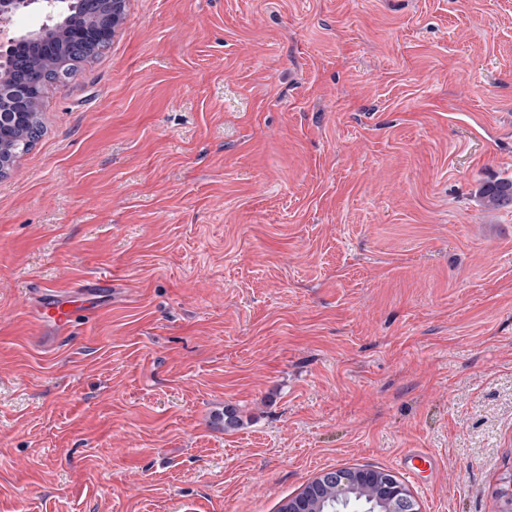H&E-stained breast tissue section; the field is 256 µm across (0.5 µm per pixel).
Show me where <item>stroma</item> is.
<instances>
[{
	"instance_id": "35a3bbf8",
	"label": "stroma",
	"mask_w": 512,
	"mask_h": 512,
	"mask_svg": "<svg viewBox=\"0 0 512 512\" xmlns=\"http://www.w3.org/2000/svg\"><path fill=\"white\" fill-rule=\"evenodd\" d=\"M41 121L0 176V512H278L344 467L502 512L512 0H129ZM476 194L487 207L512 206V178H502L484 183L476 191ZM71 302L61 301L58 297L46 298L34 318L37 329L42 326L65 330L71 327L79 313H92L90 306H72Z\"/></svg>"
}]
</instances>
